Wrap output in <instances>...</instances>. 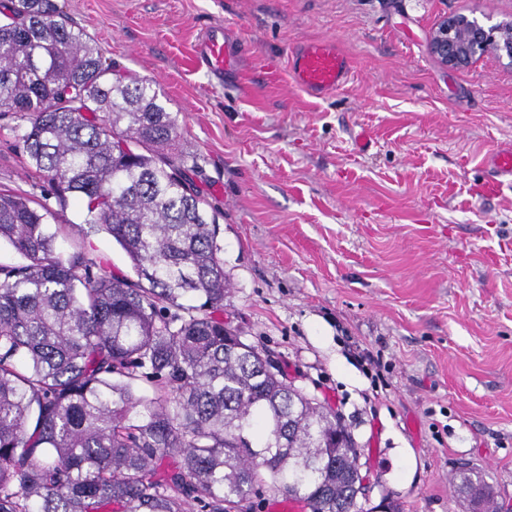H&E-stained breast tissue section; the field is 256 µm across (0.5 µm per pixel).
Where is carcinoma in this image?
<instances>
[{
  "label": "carcinoma",
  "mask_w": 512,
  "mask_h": 512,
  "mask_svg": "<svg viewBox=\"0 0 512 512\" xmlns=\"http://www.w3.org/2000/svg\"><path fill=\"white\" fill-rule=\"evenodd\" d=\"M0 112L27 119L47 184L42 202L0 191V242L24 259L0 264V512H254L266 492L375 512L342 417L224 328L216 217L154 85L115 73L57 0H0ZM52 198L84 206L135 278L62 252ZM452 487L501 512L482 472Z\"/></svg>",
  "instance_id": "obj_1"
}]
</instances>
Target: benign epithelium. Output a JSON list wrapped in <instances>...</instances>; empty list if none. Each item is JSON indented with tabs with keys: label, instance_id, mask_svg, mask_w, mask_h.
<instances>
[{
	"label": "benign epithelium",
	"instance_id": "7a95c632",
	"mask_svg": "<svg viewBox=\"0 0 512 512\" xmlns=\"http://www.w3.org/2000/svg\"><path fill=\"white\" fill-rule=\"evenodd\" d=\"M440 66L458 68L491 54L512 67V23L488 24L474 14L456 13L440 20L428 41Z\"/></svg>",
	"mask_w": 512,
	"mask_h": 512
}]
</instances>
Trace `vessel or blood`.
Instances as JSON below:
<instances>
[{"label": "vessel or blood", "mask_w": 512, "mask_h": 512, "mask_svg": "<svg viewBox=\"0 0 512 512\" xmlns=\"http://www.w3.org/2000/svg\"><path fill=\"white\" fill-rule=\"evenodd\" d=\"M242 43L216 25L206 31L196 47L199 67L208 73L222 76L234 69ZM350 62L337 44L331 41L307 42L300 45L292 55L291 76L296 84L311 95H329L347 83ZM486 163L492 178L485 186L486 192H496L503 185H512V146H500L489 153Z\"/></svg>", "instance_id": "obj_1"}]
</instances>
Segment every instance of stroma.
<instances>
[{
	"label": "stroma",
	"mask_w": 512,
	"mask_h": 512,
	"mask_svg": "<svg viewBox=\"0 0 512 512\" xmlns=\"http://www.w3.org/2000/svg\"><path fill=\"white\" fill-rule=\"evenodd\" d=\"M58 3L117 73L154 81L177 111L217 214L224 319L341 415L369 506L469 512L450 483L464 463L512 506V188L483 189L488 153L512 143V69L491 55L444 69L427 49L442 16L512 22V0ZM214 21L244 43L220 89L193 62ZM309 40L352 64L334 95L290 77ZM26 126L0 112V190L39 200ZM78 244L132 275L105 231L60 248Z\"/></svg>",
	"instance_id": "stroma-1"
}]
</instances>
